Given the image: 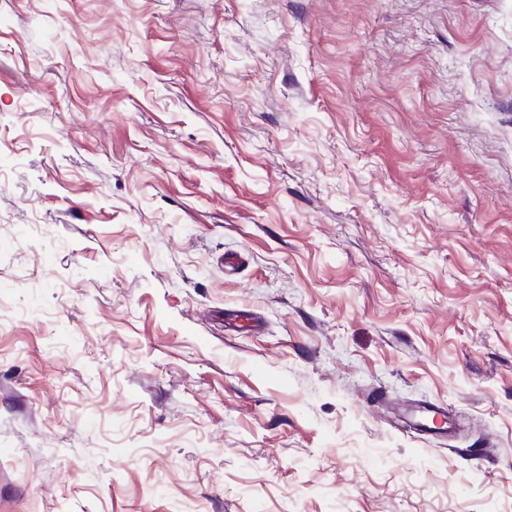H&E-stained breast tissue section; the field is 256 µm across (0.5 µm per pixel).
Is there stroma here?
Segmentation results:
<instances>
[{
  "mask_svg": "<svg viewBox=\"0 0 512 512\" xmlns=\"http://www.w3.org/2000/svg\"><path fill=\"white\" fill-rule=\"evenodd\" d=\"M0 512H512V0H0Z\"/></svg>",
  "mask_w": 512,
  "mask_h": 512,
  "instance_id": "stroma-1",
  "label": "stroma"
}]
</instances>
